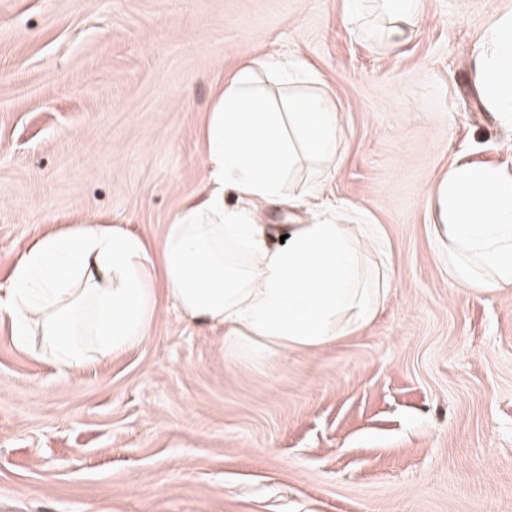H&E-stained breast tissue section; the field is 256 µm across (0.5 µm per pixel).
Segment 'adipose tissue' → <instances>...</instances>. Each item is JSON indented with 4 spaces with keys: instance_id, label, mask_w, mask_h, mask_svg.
Segmentation results:
<instances>
[{
    "instance_id": "obj_1",
    "label": "adipose tissue",
    "mask_w": 512,
    "mask_h": 512,
    "mask_svg": "<svg viewBox=\"0 0 512 512\" xmlns=\"http://www.w3.org/2000/svg\"><path fill=\"white\" fill-rule=\"evenodd\" d=\"M471 61L484 102L512 125V10L488 15ZM268 78L283 87L279 99L268 96ZM312 81L297 63L272 58L225 81L204 130L208 191L159 240L90 220L24 247L0 297V322L17 343L39 337L42 357L65 375L141 347L167 307L256 359L322 349L367 324L387 290L381 279L367 285L346 225L324 214L274 247L267 225L224 205L225 186L266 205L299 162L336 160L340 117L327 93L309 90ZM428 206L455 283L512 289L511 169L456 161Z\"/></svg>"
}]
</instances>
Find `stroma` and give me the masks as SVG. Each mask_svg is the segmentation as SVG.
Instances as JSON below:
<instances>
[{"mask_svg":"<svg viewBox=\"0 0 512 512\" xmlns=\"http://www.w3.org/2000/svg\"><path fill=\"white\" fill-rule=\"evenodd\" d=\"M422 4L389 47L374 0L358 22L345 0H0V293L67 225L160 239L204 186L225 79L288 55L342 127L336 169L296 177L388 282L336 345L262 360L170 309L63 376L0 323V512H512V290L449 282L427 204L457 159L512 167L470 65L512 0ZM309 210L290 189L261 221Z\"/></svg>","mask_w":512,"mask_h":512,"instance_id":"35a3bbf8","label":"stroma"}]
</instances>
